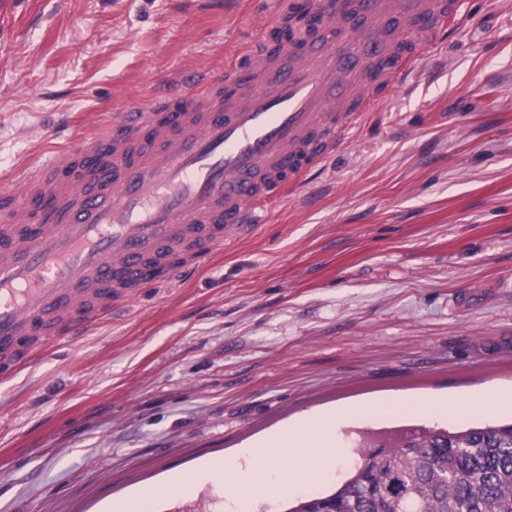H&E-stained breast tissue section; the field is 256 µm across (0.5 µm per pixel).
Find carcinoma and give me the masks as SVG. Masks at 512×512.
<instances>
[{
  "instance_id": "1",
  "label": "carcinoma",
  "mask_w": 512,
  "mask_h": 512,
  "mask_svg": "<svg viewBox=\"0 0 512 512\" xmlns=\"http://www.w3.org/2000/svg\"><path fill=\"white\" fill-rule=\"evenodd\" d=\"M356 452L334 492L289 512H512V422L364 435Z\"/></svg>"
}]
</instances>
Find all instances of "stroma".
Segmentation results:
<instances>
[{
    "label": "stroma",
    "mask_w": 512,
    "mask_h": 512,
    "mask_svg": "<svg viewBox=\"0 0 512 512\" xmlns=\"http://www.w3.org/2000/svg\"><path fill=\"white\" fill-rule=\"evenodd\" d=\"M296 0H0V183L145 104L164 79L248 65ZM446 44L256 233L138 294L0 384V512H236L215 459L347 409L336 465L254 490L287 512L334 490L350 434L478 426L512 408V0H467ZM420 412L358 416L395 399ZM194 472L188 492L157 490Z\"/></svg>",
    "instance_id": "stroma-1"
}]
</instances>
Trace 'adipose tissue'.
Returning <instances> with one entry per match:
<instances>
[{"instance_id": "1", "label": "adipose tissue", "mask_w": 512, "mask_h": 512, "mask_svg": "<svg viewBox=\"0 0 512 512\" xmlns=\"http://www.w3.org/2000/svg\"><path fill=\"white\" fill-rule=\"evenodd\" d=\"M333 424L330 418L311 417L273 434L248 450L247 468H225V483L240 486L243 494H250L252 488L268 482L269 465L276 457L287 462L279 473L282 484L309 480L335 458Z\"/></svg>"}]
</instances>
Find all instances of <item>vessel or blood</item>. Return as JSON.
<instances>
[{"instance_id":"b4317fda","label":"vessel or blood","mask_w":512,"mask_h":512,"mask_svg":"<svg viewBox=\"0 0 512 512\" xmlns=\"http://www.w3.org/2000/svg\"><path fill=\"white\" fill-rule=\"evenodd\" d=\"M310 4L325 33L262 60L272 80L198 75L0 187L1 380L252 233L466 15L465 0Z\"/></svg>"}]
</instances>
